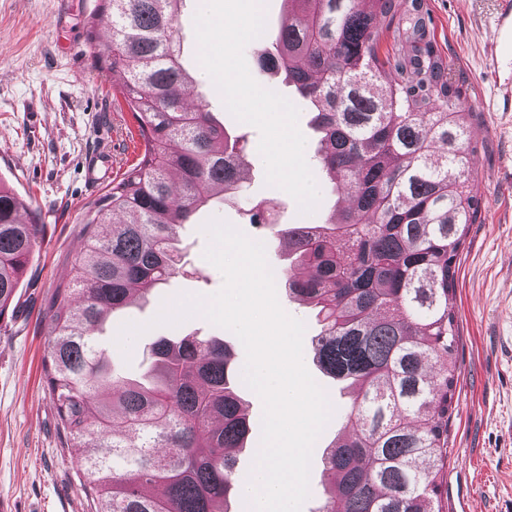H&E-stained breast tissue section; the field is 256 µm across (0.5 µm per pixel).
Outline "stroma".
<instances>
[{"instance_id":"stroma-1","label":"stroma","mask_w":512,"mask_h":512,"mask_svg":"<svg viewBox=\"0 0 512 512\" xmlns=\"http://www.w3.org/2000/svg\"><path fill=\"white\" fill-rule=\"evenodd\" d=\"M99 0H0V185L21 198L41 226L42 240L21 277L13 315L0 320V500L10 512H93L85 491V451L66 437L45 384L48 303L72 278L84 239L82 219L112 179L136 162L142 147L130 112L113 93L125 76L99 70V45L87 21ZM200 0H184L177 26L181 60L195 73L194 100L241 136L246 168L239 187L201 208L178 235L183 272L147 301L115 313L97 333L117 369L136 377L149 366L159 337L197 334L224 341L236 362L245 350L231 331L193 317L175 327L152 326L182 294L208 295L223 278L203 253V225L225 220L262 240L272 269L288 250L270 226L250 223L249 210L270 199L272 223L319 224L336 202L323 190L314 213H300L283 190L266 185L258 164L260 134L240 127L212 81L194 61V15ZM435 38L462 76L477 149L472 193L480 201L459 255L455 311L458 407L448 424V467L442 512H512V112L501 107V79L490 64L497 0H428ZM148 330L119 345L124 324Z\"/></svg>"}]
</instances>
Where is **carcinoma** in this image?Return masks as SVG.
I'll return each instance as SVG.
<instances>
[{
  "label": "carcinoma",
  "mask_w": 512,
  "mask_h": 512,
  "mask_svg": "<svg viewBox=\"0 0 512 512\" xmlns=\"http://www.w3.org/2000/svg\"><path fill=\"white\" fill-rule=\"evenodd\" d=\"M182 0H100L111 16L101 69L126 75L122 98L144 150L85 212L72 283L49 304L44 375L60 427L88 448L97 512H240L246 388L224 343L162 337L150 384L119 376L95 342L106 318L182 270L177 228L236 188L245 166L179 61ZM288 24L259 38L312 113L316 159L347 197L321 224L278 231L306 271L289 297L317 311L314 364L347 383L345 424L323 452L328 497L316 512H440L455 411L459 254L480 205L476 141L462 81L435 39L427 0H286ZM181 192L174 196L169 174ZM28 204L0 186V318L40 234ZM122 216L120 222L114 216Z\"/></svg>",
  "instance_id": "obj_1"
}]
</instances>
